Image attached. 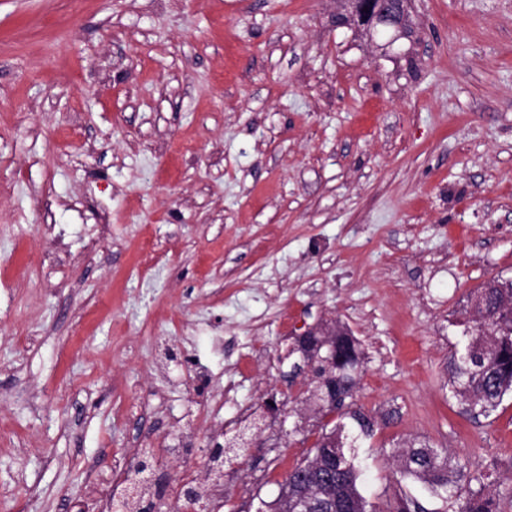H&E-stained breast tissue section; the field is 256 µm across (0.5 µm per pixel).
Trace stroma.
<instances>
[{
    "mask_svg": "<svg viewBox=\"0 0 512 512\" xmlns=\"http://www.w3.org/2000/svg\"><path fill=\"white\" fill-rule=\"evenodd\" d=\"M0 0V512H97L152 453L180 512L240 406L306 415L225 465L255 512L327 417L279 357L345 325L376 512L419 437L512 496V399L448 388L471 292L512 277V0ZM108 234H101V227ZM352 5V17L356 18L358 23L366 26L367 29H375L378 26L393 27L396 30L401 29L405 23L406 9L404 0L379 1L388 2L389 7L385 10L374 8L372 2L367 1H348ZM367 8V11H364Z\"/></svg>",
    "mask_w": 512,
    "mask_h": 512,
    "instance_id": "35a3bbf8",
    "label": "stroma"
}]
</instances>
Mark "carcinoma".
<instances>
[{
	"mask_svg": "<svg viewBox=\"0 0 512 512\" xmlns=\"http://www.w3.org/2000/svg\"><path fill=\"white\" fill-rule=\"evenodd\" d=\"M484 313L472 315L463 330L461 349L451 358L448 386L463 413L490 416L504 398L512 396V279L494 277L474 293ZM325 369L320 362L313 371L308 400L318 407L327 403L317 377ZM358 375L344 372L336 363V405L339 422L321 434L323 446L288 473L271 502L259 501L257 512H286L302 488L295 483L300 473L309 476L308 491L322 504L316 512H375L360 490V466L355 443L373 435L371 419L355 403ZM397 485L410 480L421 484L441 501L442 512H505L507 504L494 488L490 475L472 474L445 448H434L417 438L391 449Z\"/></svg>",
	"mask_w": 512,
	"mask_h": 512,
	"instance_id": "carcinoma-1",
	"label": "carcinoma"
}]
</instances>
